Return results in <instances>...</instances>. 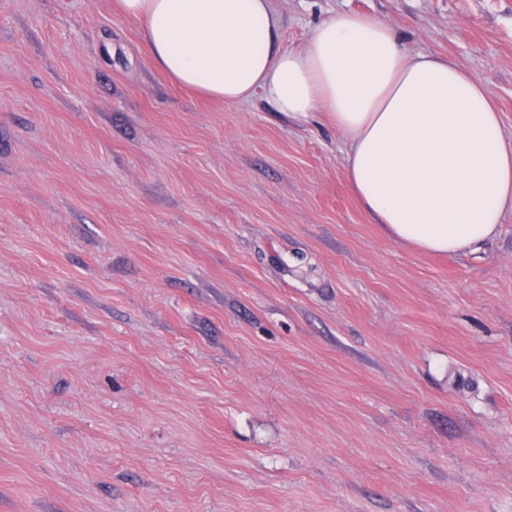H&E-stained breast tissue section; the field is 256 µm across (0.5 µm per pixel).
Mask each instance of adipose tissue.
<instances>
[{"label": "adipose tissue", "instance_id": "1", "mask_svg": "<svg viewBox=\"0 0 512 512\" xmlns=\"http://www.w3.org/2000/svg\"><path fill=\"white\" fill-rule=\"evenodd\" d=\"M158 68L205 96L263 93L283 116L330 120L348 139V185L394 241L464 254L512 213V139L488 87L447 60L414 55L359 13L279 42L275 0H119Z\"/></svg>", "mask_w": 512, "mask_h": 512}]
</instances>
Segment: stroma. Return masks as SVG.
Wrapping results in <instances>:
<instances>
[{
    "instance_id": "obj_1",
    "label": "stroma",
    "mask_w": 512,
    "mask_h": 512,
    "mask_svg": "<svg viewBox=\"0 0 512 512\" xmlns=\"http://www.w3.org/2000/svg\"><path fill=\"white\" fill-rule=\"evenodd\" d=\"M357 12L491 90L512 0ZM348 141L161 72L116 0H0V512H512V214L389 239Z\"/></svg>"
}]
</instances>
